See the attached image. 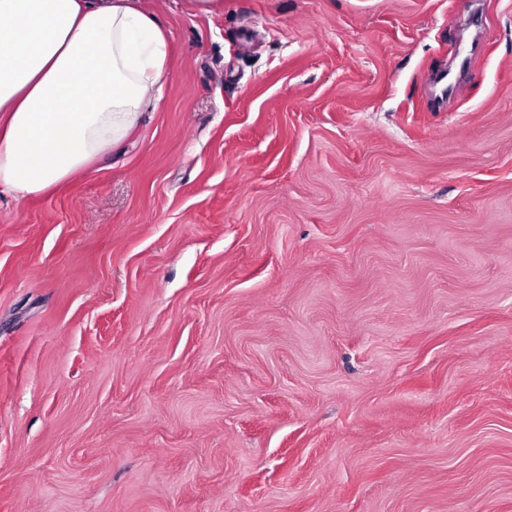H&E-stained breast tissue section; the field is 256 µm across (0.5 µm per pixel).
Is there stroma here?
I'll list each match as a JSON object with an SVG mask.
<instances>
[{"label":"stroma","mask_w":512,"mask_h":512,"mask_svg":"<svg viewBox=\"0 0 512 512\" xmlns=\"http://www.w3.org/2000/svg\"><path fill=\"white\" fill-rule=\"evenodd\" d=\"M152 5L156 111L0 196V512H512V0Z\"/></svg>","instance_id":"35a3bbf8"}]
</instances>
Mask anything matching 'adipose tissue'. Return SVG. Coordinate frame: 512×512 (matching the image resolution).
Here are the masks:
<instances>
[{
	"instance_id": "1",
	"label": "adipose tissue",
	"mask_w": 512,
	"mask_h": 512,
	"mask_svg": "<svg viewBox=\"0 0 512 512\" xmlns=\"http://www.w3.org/2000/svg\"><path fill=\"white\" fill-rule=\"evenodd\" d=\"M146 0H0V192H49L120 146L162 94Z\"/></svg>"
}]
</instances>
